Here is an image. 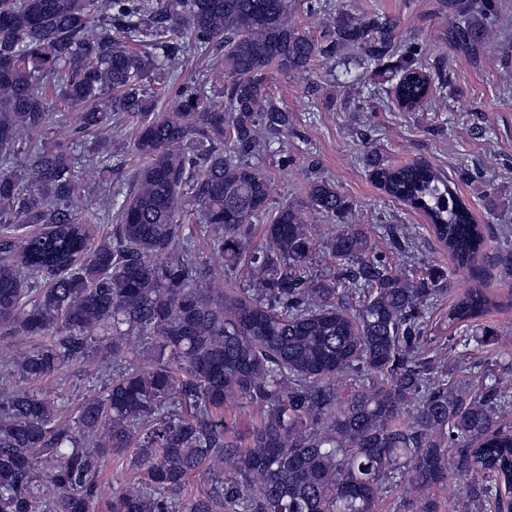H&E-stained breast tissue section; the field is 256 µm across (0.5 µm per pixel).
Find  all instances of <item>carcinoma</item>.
I'll return each mask as SVG.
<instances>
[{
	"label": "carcinoma",
	"instance_id": "carcinoma-1",
	"mask_svg": "<svg viewBox=\"0 0 512 512\" xmlns=\"http://www.w3.org/2000/svg\"><path fill=\"white\" fill-rule=\"evenodd\" d=\"M493 2L448 3L454 50L485 44L472 15L485 18ZM310 10L325 16L324 45L291 24L288 0H111L103 17L94 0H0V337L14 343L0 357V512H95L108 457L136 472L133 490H112L108 512H377L408 485L416 496H400L397 512H441L437 492L460 479L476 504L512 494V426L501 423L512 373L487 370L477 388H458L426 349L443 271L398 274L322 178L253 242L270 180L252 158L293 122L269 94L270 72L306 71L351 47L360 55L341 62L348 77L393 48L388 16L332 0ZM218 49L222 105L182 72ZM398 69L399 106L430 103L413 58ZM150 76L165 82V112ZM115 116L138 123L141 164L126 193L98 184L99 211L117 224L96 240L75 205L86 156L43 134L69 121L76 134L109 130ZM364 162L426 216L471 282L448 308V330L499 307L486 266H512V252L486 253L485 225L453 181L420 161L392 167L369 152ZM309 207L333 226L319 244ZM183 217L211 232L224 270L246 271L249 284L206 285ZM319 247L336 275L314 274ZM483 337L512 360L511 341ZM91 355L118 371L63 424L68 407L39 385ZM245 405L259 419L244 437L231 412ZM192 475L209 489L183 499Z\"/></svg>",
	"mask_w": 512,
	"mask_h": 512
}]
</instances>
